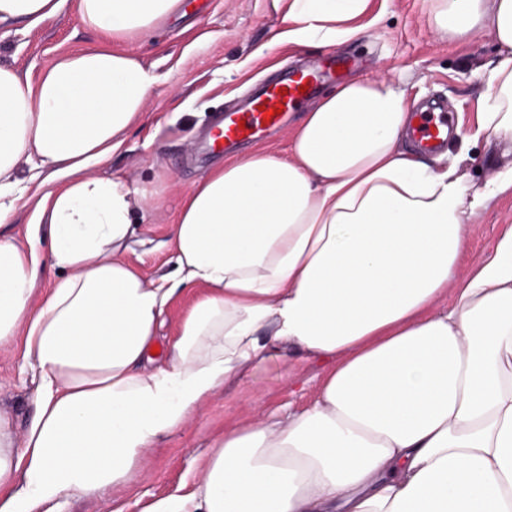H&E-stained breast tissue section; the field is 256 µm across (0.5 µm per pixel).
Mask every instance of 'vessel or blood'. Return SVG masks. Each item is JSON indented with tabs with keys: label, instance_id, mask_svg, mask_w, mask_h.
<instances>
[{
	"label": "vessel or blood",
	"instance_id": "b4317fda",
	"mask_svg": "<svg viewBox=\"0 0 512 512\" xmlns=\"http://www.w3.org/2000/svg\"><path fill=\"white\" fill-rule=\"evenodd\" d=\"M333 70L304 67L286 72L275 83L261 87L239 108L225 111L209 130L208 146L214 151L232 149L248 143L271 127L284 123L287 113L295 111L307 94L333 77ZM454 124L447 111L436 105L409 115L408 137L424 151H437L448 143Z\"/></svg>",
	"mask_w": 512,
	"mask_h": 512
}]
</instances>
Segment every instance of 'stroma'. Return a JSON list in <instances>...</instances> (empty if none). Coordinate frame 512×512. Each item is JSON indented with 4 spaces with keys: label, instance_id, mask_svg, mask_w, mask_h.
<instances>
[{
    "label": "stroma",
    "instance_id": "1",
    "mask_svg": "<svg viewBox=\"0 0 512 512\" xmlns=\"http://www.w3.org/2000/svg\"><path fill=\"white\" fill-rule=\"evenodd\" d=\"M183 10L184 17L168 18L142 40L128 42V50L152 65L159 81L123 148L96 169L128 186L154 191L156 206L134 217L136 233L127 257L159 284L175 276L166 240L181 196L219 160L218 155L199 150L198 142L213 116L228 104L274 74L302 63L326 66L340 57L343 66L335 79L319 86L317 96L348 79L384 75L405 88L409 107L443 100L455 124L465 130L475 124L481 109L479 70L498 55L496 41L486 30L475 32L463 44L440 38L433 30L430 0H368L357 19L364 27L361 35L332 47L275 42L283 24L274 0H183ZM101 41L71 9L31 30L0 29V61L35 76L58 54L92 48ZM447 153L462 156L461 171L473 191L482 190L512 165V149L493 140L466 149L453 138ZM511 227L508 191L492 198L474 217L467 232L468 258L484 253ZM324 373L322 363L285 349L256 366L247 378L225 384L187 427L152 451L146 475L125 497L129 512H138L136 495L151 499L172 493L219 431L260 413L309 405ZM33 390L20 352L1 346L0 406L9 408L18 423L33 413Z\"/></svg>",
    "mask_w": 512,
    "mask_h": 512
}]
</instances>
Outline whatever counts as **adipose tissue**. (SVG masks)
I'll use <instances>...</instances> for the list:
<instances>
[{"mask_svg":"<svg viewBox=\"0 0 512 512\" xmlns=\"http://www.w3.org/2000/svg\"><path fill=\"white\" fill-rule=\"evenodd\" d=\"M71 2L102 45L35 77L0 65V345L38 371L27 423L0 410V512L131 486L165 435L286 347L326 364L313 403L224 431L142 512H512V228L459 269L468 220L512 171L468 193L458 164L407 149L404 89L344 83L287 156L228 157L184 193L170 244L181 284L206 293L160 347L174 291L125 258L153 193L93 169L158 81L119 40L181 0H0V26ZM366 2L284 0L278 39L356 37ZM432 14L439 36L487 29L499 48L461 140L512 141V0H432ZM32 161L50 189L21 243L5 228Z\"/></svg>","mask_w":512,"mask_h":512,"instance_id":"adipose-tissue-1","label":"adipose tissue"}]
</instances>
